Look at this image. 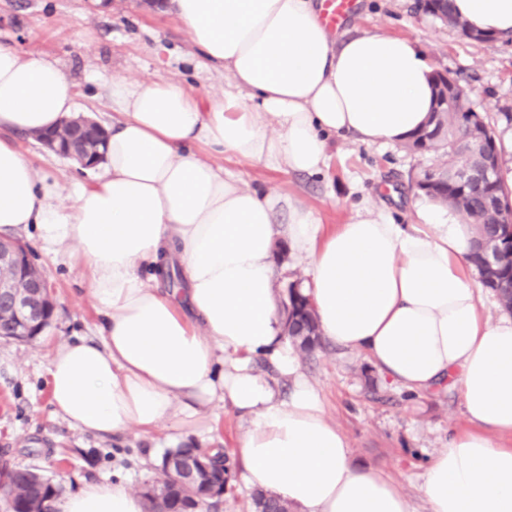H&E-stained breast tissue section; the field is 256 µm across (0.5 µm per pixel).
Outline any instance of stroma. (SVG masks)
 Masks as SVG:
<instances>
[{"label":"stroma","instance_id":"obj_1","mask_svg":"<svg viewBox=\"0 0 512 512\" xmlns=\"http://www.w3.org/2000/svg\"><path fill=\"white\" fill-rule=\"evenodd\" d=\"M0 0V43L22 53L56 59L76 93L78 114L110 126L102 80L124 77L145 81L180 78L192 91L223 96L229 79L217 73L192 46L183 25L145 0ZM355 34L381 31L414 41L433 70L471 88L474 110L486 114L496 133L503 174L512 173V42H474L416 6V0H354L341 27ZM17 149L44 174L54 176L61 203H69L74 183L92 185L94 172L45 149L31 135L11 136ZM321 172L297 174L224 157L225 169L246 184L276 194L278 220L288 202L311 210L327 227L344 224L369 210L395 224L418 223L427 198L415 195L409 178L424 157L398 144L366 145L333 139ZM34 262L52 288L56 303L51 324L34 342L0 338V456L21 467H35L79 491L86 482L108 480L139 491L156 468L144 464L151 443L162 442L166 426L152 438L137 432L98 439L70 427L57 416L48 391L54 344L97 334L101 316L85 266L75 254L45 252L35 231H22ZM306 377L324 396L328 418L347 435L356 460L382 467L396 479L416 512H425L419 494L429 458L446 447L449 435L468 429L456 390L414 395L389 386L363 353L333 344L303 360ZM245 428L232 409L222 408L185 434L186 443L223 449L235 457Z\"/></svg>","mask_w":512,"mask_h":512}]
</instances>
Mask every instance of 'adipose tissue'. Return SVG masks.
I'll return each instance as SVG.
<instances>
[{
    "mask_svg": "<svg viewBox=\"0 0 512 512\" xmlns=\"http://www.w3.org/2000/svg\"><path fill=\"white\" fill-rule=\"evenodd\" d=\"M470 30L512 36V0H452ZM170 14L242 96L211 100L179 79L105 80L115 114L92 186H59L0 138V236L35 226L50 250L76 245L103 317L100 339L58 344L49 363L56 414L105 438L186 428L218 405L239 412L241 480L295 512H413L397 481L358 465L328 421L319 388L284 339L275 248L309 262L323 337L364 353L391 385L457 391L470 430L428 464L426 512H512V316L489 320L468 261L472 227L393 224L367 211L327 230L300 206L203 157L200 146L268 168L315 173L328 139L399 143L432 102L433 70L413 41L379 31L336 39L313 0H170ZM75 94L52 60L0 45V130L61 125ZM179 263L183 290L140 273ZM268 359L277 371L255 368ZM53 512H143L124 486L90 482Z\"/></svg>",
    "mask_w": 512,
    "mask_h": 512,
    "instance_id": "ef3b65f1",
    "label": "adipose tissue"
}]
</instances>
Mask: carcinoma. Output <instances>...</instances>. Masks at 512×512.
Here are the masks:
<instances>
[{
  "label": "carcinoma",
  "mask_w": 512,
  "mask_h": 512,
  "mask_svg": "<svg viewBox=\"0 0 512 512\" xmlns=\"http://www.w3.org/2000/svg\"><path fill=\"white\" fill-rule=\"evenodd\" d=\"M419 2L425 13L471 38V30L453 13L451 0ZM490 129L492 125L479 112H440L434 102L427 122L404 146L427 156V163L412 177L416 192L474 224L475 239L469 260L483 285L495 293L506 312L512 313V222L505 221L512 204L501 177L496 175L488 180L484 176L485 158H499L496 136L485 135ZM459 166L470 168L473 178L465 183L455 180L452 170ZM489 252L497 255V262L491 267L485 261ZM286 335L291 345L306 357L322 347L314 308L303 293L288 316ZM194 452V448L182 447L163 457L159 477L141 490L146 512H196L212 499L211 485L206 481L188 488L165 471L170 458ZM0 490L10 512H51V502L59 495L60 486L35 468L17 467L1 458ZM255 508L259 512H291L288 502L263 496L256 501Z\"/></svg>",
  "instance_id": "1"
}]
</instances>
